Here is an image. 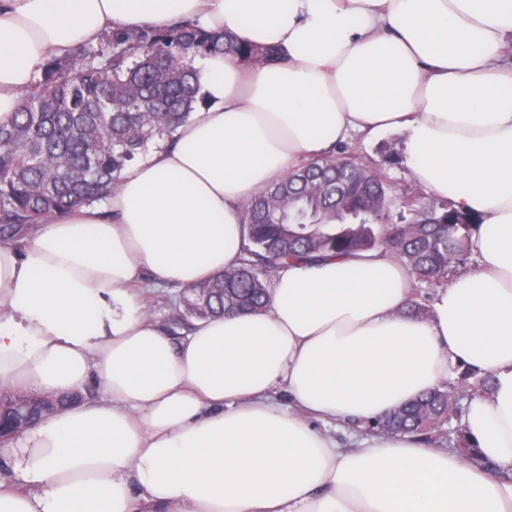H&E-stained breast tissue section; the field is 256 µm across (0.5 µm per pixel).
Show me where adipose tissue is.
I'll return each instance as SVG.
<instances>
[{
  "mask_svg": "<svg viewBox=\"0 0 512 512\" xmlns=\"http://www.w3.org/2000/svg\"><path fill=\"white\" fill-rule=\"evenodd\" d=\"M182 20L284 59L206 58L175 146L0 245V388L83 395L0 447V512H512V0H0V125L46 59ZM385 131L477 224V266L426 315L390 250L287 265L266 308L179 338L149 313L144 279L237 265L259 189ZM459 365L493 379L463 418L479 462L313 425L378 419Z\"/></svg>",
  "mask_w": 512,
  "mask_h": 512,
  "instance_id": "adipose-tissue-1",
  "label": "adipose tissue"
}]
</instances>
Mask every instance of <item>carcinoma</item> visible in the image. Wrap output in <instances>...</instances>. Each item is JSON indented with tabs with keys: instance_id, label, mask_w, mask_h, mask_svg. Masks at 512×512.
<instances>
[{
	"instance_id": "carcinoma-1",
	"label": "carcinoma",
	"mask_w": 512,
	"mask_h": 512,
	"mask_svg": "<svg viewBox=\"0 0 512 512\" xmlns=\"http://www.w3.org/2000/svg\"><path fill=\"white\" fill-rule=\"evenodd\" d=\"M221 52L244 61L278 58L275 50L259 53L226 33L185 23L110 29L47 61L13 122L0 126V242L17 245L33 225L110 196L122 169L149 145L174 141L198 102L195 57ZM396 201L385 169L345 150L261 189L243 206L248 245L238 265L188 288L209 289L212 307H177L172 324L263 307L268 283L287 262L385 249L413 282L447 281L449 268L472 250V218L450 201L405 198L410 219L401 224L393 221ZM455 394L452 383L434 389L373 427L419 436L439 431L457 406Z\"/></svg>"
}]
</instances>
